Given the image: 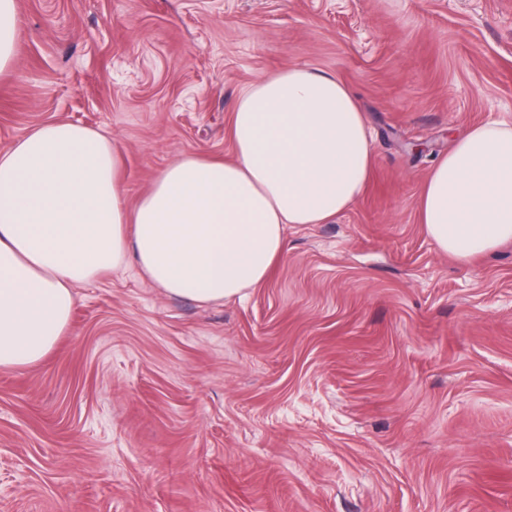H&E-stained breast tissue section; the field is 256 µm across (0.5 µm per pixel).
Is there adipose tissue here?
<instances>
[{
    "instance_id": "ef3b65f1",
    "label": "adipose tissue",
    "mask_w": 512,
    "mask_h": 512,
    "mask_svg": "<svg viewBox=\"0 0 512 512\" xmlns=\"http://www.w3.org/2000/svg\"><path fill=\"white\" fill-rule=\"evenodd\" d=\"M18 0H0V75L13 70ZM232 159L183 155L127 206L119 152L94 129L44 123L0 152V368L44 361L75 288L127 262L169 296L243 298L269 276L287 228L325 224L365 190L371 136L353 90L304 66L239 95ZM419 222L467 261L512 242V124L472 126L432 166Z\"/></svg>"
}]
</instances>
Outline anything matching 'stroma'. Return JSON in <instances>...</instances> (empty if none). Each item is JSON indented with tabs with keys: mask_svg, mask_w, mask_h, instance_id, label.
<instances>
[{
	"mask_svg": "<svg viewBox=\"0 0 512 512\" xmlns=\"http://www.w3.org/2000/svg\"><path fill=\"white\" fill-rule=\"evenodd\" d=\"M19 14L0 151L49 121L98 128L127 205L181 155L232 158L239 93L292 66L353 88L373 163L244 299L170 297L132 265L77 286L47 360L0 368V512H512V242L459 262L416 206L452 136L512 122V0Z\"/></svg>",
	"mask_w": 512,
	"mask_h": 512,
	"instance_id": "obj_1",
	"label": "stroma"
}]
</instances>
